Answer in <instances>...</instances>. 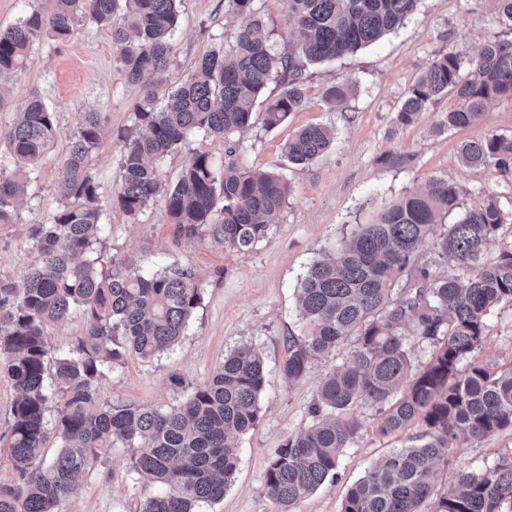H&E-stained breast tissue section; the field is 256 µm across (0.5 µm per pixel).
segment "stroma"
<instances>
[{"instance_id": "35a3bbf8", "label": "stroma", "mask_w": 512, "mask_h": 512, "mask_svg": "<svg viewBox=\"0 0 512 512\" xmlns=\"http://www.w3.org/2000/svg\"><path fill=\"white\" fill-rule=\"evenodd\" d=\"M238 24L226 0H181L174 53L156 83L165 89L191 76L203 54L229 47ZM501 31L493 0H419L404 24L380 41L342 59L308 66V106L291 113L284 124L266 128L264 109L256 107L251 126L239 135V160L283 174L291 194L273 217L268 236L247 253L177 236L163 203L150 205L135 219L113 205L124 154L116 133L132 126L133 105L143 89L127 81L107 31L88 21L79 23L63 43L34 45L27 67L0 83V128L11 125L36 94L53 109L59 131L17 222L0 225V278L21 279L38 260L33 230L48 223L65 201L57 167L68 136L82 113L100 112L107 131L91 162L104 209L98 252L139 266L178 263L190 268L203 288L181 343L148 361L124 356L100 380L102 398L167 409L182 403L188 384L205 380L233 347L251 344L264 360L257 424L237 440L238 469L223 500L203 506L202 512H279L264 492L267 465L289 437L311 423L310 408L322 378L344 361L340 355L316 361L297 381L280 370L288 339L301 328L296 289L313 260L332 256L356 225L373 222L383 208L432 177L461 185L463 207L493 194L512 213V178L491 164L465 166L458 157L461 141L512 135V98L495 100L476 124L464 129L439 128L447 107L443 101L420 113L413 125L396 121L409 89L432 59L449 51L471 57ZM347 81L355 85L353 94L340 107H330L324 90ZM316 123L334 128L333 147L314 165H289L285 143L298 128ZM195 152L208 153L216 164L224 162L222 139L191 131L161 163L168 183L177 182L185 160ZM400 155L410 156L411 164H396ZM480 355L496 366L512 363V303H501L488 316ZM14 398L9 379L0 375V485L16 477L8 452ZM356 415L359 428L340 456L338 480L299 502L295 512H341L350 485L390 449L407 446V434L379 435V408L360 406ZM505 454L512 455V431L457 448L452 468L484 470ZM155 492L130 473L127 450L113 448L103 463L78 478L59 512H138Z\"/></svg>"}]
</instances>
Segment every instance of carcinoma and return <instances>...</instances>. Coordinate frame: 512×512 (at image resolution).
I'll list each match as a JSON object with an SVG mask.
<instances>
[{"label":"carcinoma","instance_id":"obj_1","mask_svg":"<svg viewBox=\"0 0 512 512\" xmlns=\"http://www.w3.org/2000/svg\"><path fill=\"white\" fill-rule=\"evenodd\" d=\"M179 0H49L0 28V80L24 69L32 47L61 42L82 19L108 31L128 81L143 83L134 127L124 143L116 203L137 217L163 201L178 232L208 239L237 253L264 240L271 218L286 204L290 185L281 174L238 161L235 135L252 121L267 82L279 72L288 88L264 112L273 129L307 108L306 65L331 61L373 44L398 28L419 0H288L285 26L298 33L288 53L271 52L270 31L255 0H228L239 26L227 51L198 60L195 74L169 91L145 78L164 70L174 50ZM501 34L465 59L434 58L418 77L396 120L411 125L442 100L440 127L477 123L488 103L512 98V0H495ZM105 121L84 112L58 167L66 204L35 227L40 262L18 281L0 278V374L16 395L11 406L9 454L16 478L0 486V512H58L76 489V477L95 466L101 451L122 445L130 472L161 491L140 512H197L217 502L239 463L233 438L251 430L265 380L263 359L250 344L224 355L209 378L190 386L186 399L160 409L103 401L99 381L132 353L143 360L173 349L202 300L195 275L176 263L144 271L112 257L98 269L91 256L102 229L99 185L91 161ZM224 140V167L193 154L170 185L160 162L191 130ZM58 136L54 112L32 96L13 124L0 130L14 164H0V225L14 224L30 175ZM323 124L298 129L284 145L294 166H309L332 146ZM466 166L493 164L512 176V136L491 134L459 145ZM462 187L442 178L359 224L334 255L312 262L297 288L300 334L288 339L282 371L290 380L312 364L355 345L343 364L322 379L311 424L288 438L266 469L264 492L280 512H291L337 477L341 453L359 427V406L384 405L383 436L420 431L394 448L348 490L341 512H512V457L483 471L459 470L442 482L454 449L492 433L512 431V364L499 368L478 357L487 316L512 301V245L494 259L487 249L505 223L494 196L452 224L438 216L459 206ZM431 241L447 263L430 277L417 251ZM78 309L83 336L69 352L52 356L45 328ZM429 342L430 359L413 365L410 336ZM54 403V426L46 416ZM60 449L46 458L50 433Z\"/></svg>","mask_w":512,"mask_h":512}]
</instances>
